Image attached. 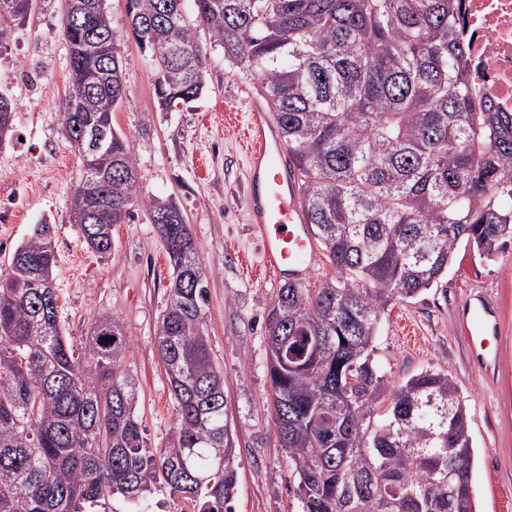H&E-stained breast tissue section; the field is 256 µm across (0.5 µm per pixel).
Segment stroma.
<instances>
[{
	"instance_id": "stroma-1",
	"label": "stroma",
	"mask_w": 512,
	"mask_h": 512,
	"mask_svg": "<svg viewBox=\"0 0 512 512\" xmlns=\"http://www.w3.org/2000/svg\"><path fill=\"white\" fill-rule=\"evenodd\" d=\"M107 9L129 96L112 122L131 142L138 192L181 205L207 267L206 334L224 375V417L238 472L236 512H301L269 406L266 317L282 281L265 271L249 217L242 130L256 80L225 60L202 28L206 91L190 103L160 109L151 63L131 35L127 0H107ZM1 90L12 96L16 115L12 140L0 145V266L33 225L53 224V277L65 336L80 352L97 316L121 323L128 339L122 368L136 382L147 442L168 447L175 410L155 336L167 300L169 258L146 212L113 228L105 254L87 249L71 219L80 160L61 133L58 104L69 90V67L55 0H43L0 52ZM472 292L501 309V362L492 375L482 372L460 327ZM370 360L391 388L425 370L448 373L470 417L479 512H512V239L490 258L459 248L442 287L391 301L379 319Z\"/></svg>"
}]
</instances>
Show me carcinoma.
I'll list each match as a JSON object with an SVG mask.
<instances>
[{
	"label": "carcinoma",
	"instance_id": "obj_1",
	"mask_svg": "<svg viewBox=\"0 0 512 512\" xmlns=\"http://www.w3.org/2000/svg\"><path fill=\"white\" fill-rule=\"evenodd\" d=\"M35 0H0V49ZM70 90L63 136L80 168L70 209L100 254L142 207L172 268L156 332L176 423L148 446L114 318L84 352L62 334L53 225L36 224L0 270V512H96L119 496L145 512L160 483L197 512H234L237 469L224 375L206 336L207 274L171 198L138 196L128 100L107 0H57ZM128 0L164 109L207 86L204 28L248 70L297 171L307 224L336 270L277 289L267 315L274 431L304 512H477L470 420L440 371L389 391L369 364L385 307L436 287L460 244L491 257L512 239V114L473 92L461 0ZM15 107L0 93V143ZM106 144L84 154L83 133ZM384 404L382 414L373 405ZM380 419H375V416Z\"/></svg>",
	"mask_w": 512,
	"mask_h": 512
}]
</instances>
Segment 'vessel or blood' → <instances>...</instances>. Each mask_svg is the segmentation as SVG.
<instances>
[{"label":"vessel or blood","mask_w":512,"mask_h":512,"mask_svg":"<svg viewBox=\"0 0 512 512\" xmlns=\"http://www.w3.org/2000/svg\"><path fill=\"white\" fill-rule=\"evenodd\" d=\"M251 120L244 131L249 157L250 221L258 234L265 268L278 277L307 282L320 254L309 233L300 204V191L285 163L287 149L259 105H251ZM462 331L470 340L485 369L498 364L488 352L490 337L500 333L496 310L488 300L470 296Z\"/></svg>","instance_id":"1"}]
</instances>
